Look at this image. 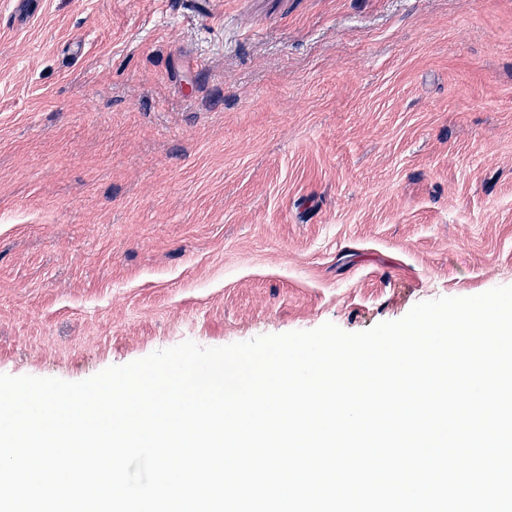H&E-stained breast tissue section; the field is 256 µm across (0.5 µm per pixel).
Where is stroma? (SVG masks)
I'll return each mask as SVG.
<instances>
[{"mask_svg":"<svg viewBox=\"0 0 512 512\" xmlns=\"http://www.w3.org/2000/svg\"><path fill=\"white\" fill-rule=\"evenodd\" d=\"M505 285L512 0H0V373Z\"/></svg>","mask_w":512,"mask_h":512,"instance_id":"stroma-1","label":"stroma"}]
</instances>
